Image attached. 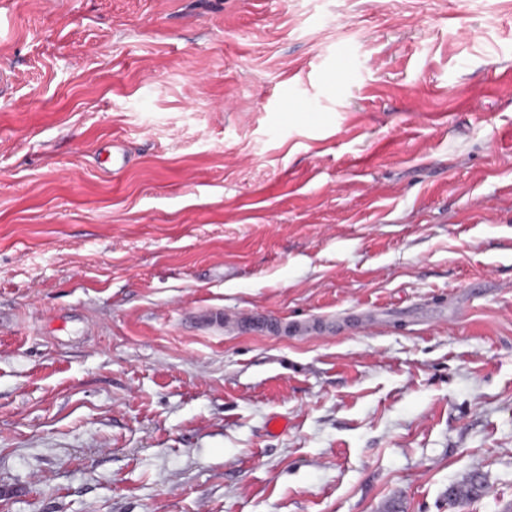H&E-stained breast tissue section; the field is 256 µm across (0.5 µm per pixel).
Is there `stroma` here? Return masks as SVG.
Masks as SVG:
<instances>
[{
  "label": "stroma",
  "mask_w": 512,
  "mask_h": 512,
  "mask_svg": "<svg viewBox=\"0 0 512 512\" xmlns=\"http://www.w3.org/2000/svg\"><path fill=\"white\" fill-rule=\"evenodd\" d=\"M0 72V512H512V0H0ZM485 491L483 477L478 473L470 474L461 483L450 485L448 488V498L455 503L463 504L476 499Z\"/></svg>",
  "instance_id": "35a3bbf8"
}]
</instances>
